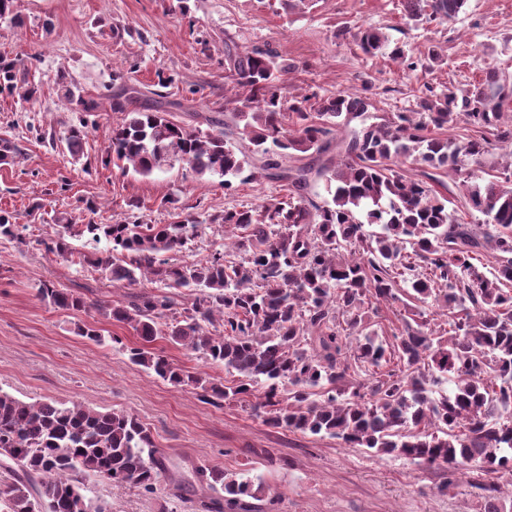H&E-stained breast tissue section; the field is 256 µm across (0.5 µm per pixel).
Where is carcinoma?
Segmentation results:
<instances>
[{
  "label": "carcinoma",
  "mask_w": 512,
  "mask_h": 512,
  "mask_svg": "<svg viewBox=\"0 0 512 512\" xmlns=\"http://www.w3.org/2000/svg\"><path fill=\"white\" fill-rule=\"evenodd\" d=\"M466 3L402 0V8L415 22H449ZM355 40L365 53L388 46L377 29ZM29 60L0 56L1 93L35 97L24 79ZM224 61L227 80L246 91L232 122L188 131L166 117L160 101L130 108L138 90L123 82L109 94L112 111L125 118L112 129L108 154L142 176L182 161L198 177L218 176L226 186L243 175L251 154L260 164L246 179L259 173L288 181V200L265 207L262 220L250 210L207 215L224 225L225 247L237 258L217 251L178 261L202 221L189 213L170 224H145L135 201L124 217L77 232L91 250L75 252L62 217V228L41 241L45 250L75 255L78 265L114 284L158 283L163 291L127 306L103 303L98 312L142 340L129 347L112 336L113 347L159 378L192 387L205 403L236 400L273 428L431 467L512 472V115L502 112L503 75L488 71L461 94L428 88L418 110L379 122L366 96L343 92L314 104L309 96H283L288 67L270 47L229 48ZM56 80L75 111L97 109L75 94L64 72ZM460 122L474 134L464 141L445 135ZM87 126L81 119L68 129L73 158L83 154ZM496 149L505 161L489 172L485 157ZM408 163L461 177L475 221L459 223L446 198L405 174ZM313 176L326 186L320 200L308 191ZM0 237L21 239L6 211ZM484 251L485 271L475 264ZM167 288H189L193 301L179 307ZM37 293L63 311L86 306L50 282ZM398 300L403 327L388 340L373 329L370 308ZM438 316L448 328H435ZM162 336L223 363L236 382L226 386L170 363L151 347ZM443 382L450 391L433 397ZM0 465L14 475L0 489V512H112L89 496L84 476L152 493L169 471L151 431L128 412L25 402L2 390ZM196 475L202 491L211 492L200 501L204 512H250V481L202 468ZM482 489L484 512H512V491L501 495L490 482Z\"/></svg>",
  "instance_id": "cac0c4a2"
}]
</instances>
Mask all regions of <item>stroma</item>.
I'll return each instance as SVG.
<instances>
[{"mask_svg":"<svg viewBox=\"0 0 512 512\" xmlns=\"http://www.w3.org/2000/svg\"><path fill=\"white\" fill-rule=\"evenodd\" d=\"M368 27L403 46L415 69L385 50L364 54L354 36ZM228 46L275 49L290 66L286 96L356 92L388 118L416 110L428 86L466 89L488 68L512 77V0H468L456 21L424 24L405 17L401 0H314L292 11L286 0H17L14 14L0 18V54L34 55L26 79L39 91L28 102L0 93V140L21 150L12 163H0V210L15 214L23 228L21 239L0 237V390L25 401L122 410L149 428L170 472L152 494L90 478L93 496L112 512H198L194 497L172 496L174 481H194L198 467L261 481L254 512H483L475 472L451 475L409 457L275 429L250 407L202 403L192 387L133 364L109 337L121 336L128 347L139 346V338L120 323L100 321L94 303L123 305L133 294L154 291V283L114 285L42 246L58 217L108 223L133 199L144 223L168 224L175 219L164 203L170 196L204 215L258 211L282 197L279 184L266 179L235 178L226 186L181 163L143 177L106 160L112 129L122 121L108 100L115 73L142 91H162L169 120L203 130L206 117L233 110L225 90ZM432 47L447 55V66L428 67ZM60 71L77 94L99 104L77 159L48 144L63 140L80 118L53 81ZM161 73L171 78L163 89ZM45 281L81 291L86 309L42 302L37 289ZM96 321L105 342L76 335V325ZM155 347L189 372L229 379L222 364L202 354L164 339Z\"/></svg>","mask_w":512,"mask_h":512,"instance_id":"35a3bbf8","label":"stroma"}]
</instances>
